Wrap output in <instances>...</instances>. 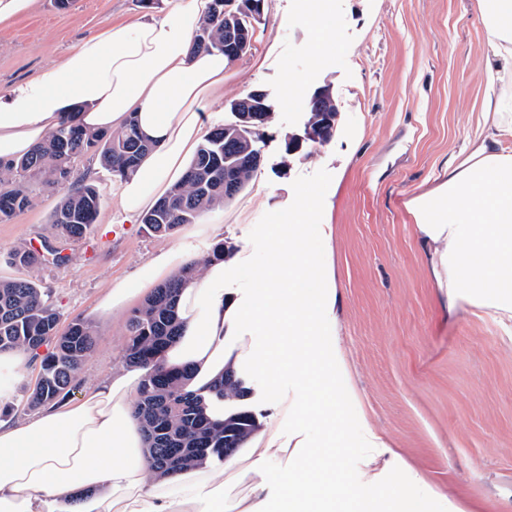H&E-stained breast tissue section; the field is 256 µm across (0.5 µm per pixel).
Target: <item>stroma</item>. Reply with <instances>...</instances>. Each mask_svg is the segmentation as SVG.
Masks as SVG:
<instances>
[{"instance_id":"35a3bbf8","label":"stroma","mask_w":512,"mask_h":512,"mask_svg":"<svg viewBox=\"0 0 512 512\" xmlns=\"http://www.w3.org/2000/svg\"><path fill=\"white\" fill-rule=\"evenodd\" d=\"M316 8L328 33L319 53L308 23ZM164 9V0L148 9L137 0H69L63 8L36 0L31 14L0 25V96L34 81L107 24ZM489 52L480 0H264L251 52L232 62L223 91L199 108L214 128L235 122L234 104L248 92L267 94L273 119L255 144L262 163L249 186L201 221L158 236L141 223H113L120 178L80 158L77 174L88 175L102 197L86 238L67 245L65 265L44 251L36 265H12L15 246L55 233L50 217L63 191L32 182L30 206L0 221V277L35 281L62 323L93 326L83 389L125 363L128 313L104 320L96 312L111 283L136 279L169 246L205 255L214 245L209 225L221 224L244 256L224 285L252 287L272 226L297 223V195L317 191L322 203L311 221L334 227L342 333L367 415L350 420L353 434L369 428L386 436L442 491L431 512H448L461 490L475 501L512 498V323L473 308L451 316L440 310L405 208L479 132ZM289 72L305 74L303 97L330 87L338 116L329 141H307L309 114L285 92ZM292 139L301 148L289 159ZM38 371L34 359L11 380L0 417L30 416L25 401Z\"/></svg>"}]
</instances>
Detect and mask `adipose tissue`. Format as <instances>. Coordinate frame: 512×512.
I'll list each match as a JSON object with an SVG mask.
<instances>
[{"label":"adipose tissue","instance_id":"1","mask_svg":"<svg viewBox=\"0 0 512 512\" xmlns=\"http://www.w3.org/2000/svg\"><path fill=\"white\" fill-rule=\"evenodd\" d=\"M208 7L209 0H166L163 17L111 23L84 38L41 74L37 98L0 101V160L29 152L69 111L95 132L136 119L153 148L123 180L117 218L135 223L183 177L208 134L196 107L223 88L229 65L221 51L192 49ZM480 8L491 45L486 77L499 89L483 100L482 131L451 156L437 187L406 208L441 310L452 315L468 304L512 320V90L502 86L512 79V0H481ZM317 232L328 243L334 228L276 225L249 296L225 291L229 266L221 261L180 292L182 334L164 366L192 365L190 387L203 393L229 367L266 381L265 430L224 463L231 479L246 477L243 491L225 495L223 483L201 471L151 479L132 414L141 372L121 368L74 401L20 423L0 420V512L57 502L70 512H428L415 490L422 476L382 436L349 431L363 411L339 333L340 294L311 246ZM188 261L176 247L160 252L146 279L114 283L101 309L147 295ZM349 448L365 451L363 481L346 465ZM271 463L280 466L274 483L265 473Z\"/></svg>","mask_w":512,"mask_h":512}]
</instances>
